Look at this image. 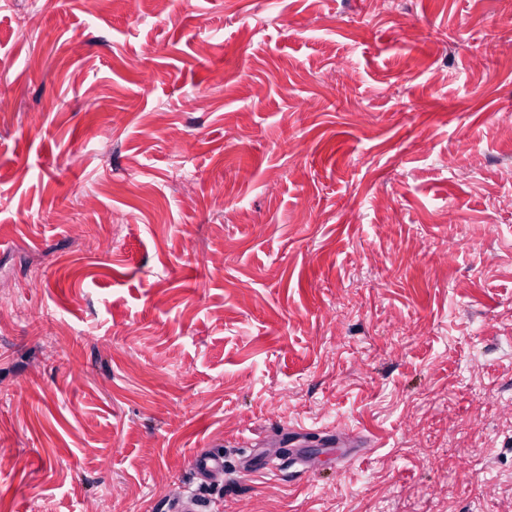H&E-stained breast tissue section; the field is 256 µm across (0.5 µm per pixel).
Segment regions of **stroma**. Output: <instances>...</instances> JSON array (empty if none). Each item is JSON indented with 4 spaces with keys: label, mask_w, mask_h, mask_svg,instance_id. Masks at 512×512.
Returning a JSON list of instances; mask_svg holds the SVG:
<instances>
[{
    "label": "stroma",
    "mask_w": 512,
    "mask_h": 512,
    "mask_svg": "<svg viewBox=\"0 0 512 512\" xmlns=\"http://www.w3.org/2000/svg\"><path fill=\"white\" fill-rule=\"evenodd\" d=\"M0 91V512H512V0H12ZM190 465L195 477L204 480L212 470L224 466V458L219 454L203 450L193 455Z\"/></svg>",
    "instance_id": "1"
}]
</instances>
